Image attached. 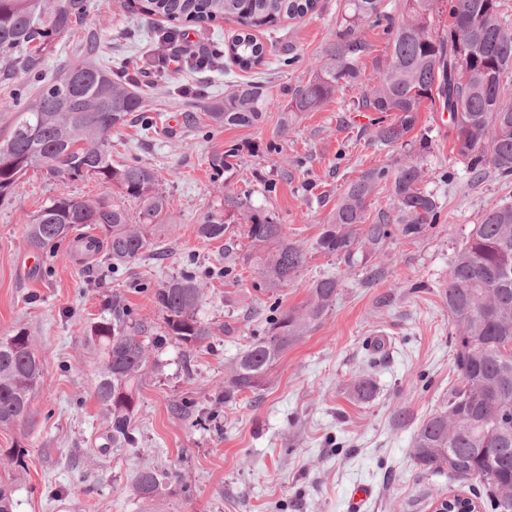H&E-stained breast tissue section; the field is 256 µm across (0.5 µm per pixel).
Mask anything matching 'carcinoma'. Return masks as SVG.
Segmentation results:
<instances>
[{
	"label": "carcinoma",
	"instance_id": "carcinoma-1",
	"mask_svg": "<svg viewBox=\"0 0 512 512\" xmlns=\"http://www.w3.org/2000/svg\"><path fill=\"white\" fill-rule=\"evenodd\" d=\"M90 0H0V74L24 75L43 82L35 98L12 105L15 116L0 134V197L8 194L31 169L55 177L92 179L117 188L112 202L79 196L50 198L24 225L27 245L46 252L67 241L79 227L94 226L86 250L104 253L115 271L138 260L147 250L155 256L153 228L167 208L156 189L157 174L141 163H112V131L142 113L141 130L149 135L153 118L144 114L143 98L112 71L90 58L100 42L84 43L60 76L42 81L43 52L65 34L85 26ZM437 0H404L401 17L385 14L383 0H343L333 37L323 48L320 64L306 84L293 93L287 111L318 110L346 84L364 78L371 45L364 28L386 20L388 54L359 108L391 117L377 128L385 145L405 144L424 100H438L456 127L454 150L473 178L487 168L512 178V103L505 99L504 79L512 73V20L503 0H446L448 30L434 37L430 18ZM125 7L151 20L172 23L162 40L181 37L179 25L206 28L224 19L238 29L224 43V55L243 71L259 66L266 49L256 32L274 29L286 20L304 17L317 0H127ZM272 97L256 82H240L224 100L202 105L215 128H251L268 111ZM237 154L228 149L211 156L210 166L228 170ZM424 172L411 161L393 174L373 169L350 182L336 203L316 249L349 266L385 255L394 235L415 239L435 224L439 204L423 190ZM392 179L391 202L374 212L371 197L381 180ZM138 204L132 214L125 201ZM232 214L211 212L197 224L199 238L224 239L228 217L244 227L249 249L227 264L250 265L267 288L288 282L305 265L307 251L288 240L275 216L229 196ZM342 288L334 276L317 280L301 307L281 310L235 358L224 386L215 393L219 404L256 393L272 367L328 313ZM455 326L452 343L460 381L448 402L417 429L411 456L425 472L446 476L475 490L474 499L491 512H512V205L489 208L473 225L448 269L444 289ZM163 315L162 339L199 347L214 334L199 317L202 284L194 272L165 281L154 293ZM145 325L134 320L119 294L90 326L88 341L102 354L96 396L114 448L131 445L132 419L138 412L139 385L149 366ZM43 384L42 363L24 329L0 336V428H9L31 412ZM25 450L0 456V512H14ZM177 473L145 469L134 491L147 502L164 497Z\"/></svg>",
	"mask_w": 512,
	"mask_h": 512
}]
</instances>
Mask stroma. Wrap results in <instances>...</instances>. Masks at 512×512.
I'll list each match as a JSON object with an SVG mask.
<instances>
[{"instance_id":"35a3bbf8","label":"stroma","mask_w":512,"mask_h":512,"mask_svg":"<svg viewBox=\"0 0 512 512\" xmlns=\"http://www.w3.org/2000/svg\"><path fill=\"white\" fill-rule=\"evenodd\" d=\"M340 10L341 0H319L305 18L260 32L267 63L244 72L224 57L196 69L164 49L153 26L123 0H91L88 24L101 40L95 63L141 90L157 121L148 137L135 119L115 130L112 159L155 169L168 199L158 237L169 254L144 255L112 274L100 255L82 254L69 242L49 257L32 252L23 226L49 198L118 197V189L93 180L31 172L0 199V335L26 328L44 376L31 414L0 429V452L26 451L17 512H349L359 487L371 490L359 512H431L426 494L453 488L448 477L423 472L410 448L458 378L443 299L449 264L486 210L512 204V179L491 171L473 179L453 149V124L428 101L402 147L376 141L369 113L357 109L358 86L285 124L289 95L309 80ZM243 81L269 87L274 104L263 121L209 127L204 111L193 108L192 90L218 100ZM190 111L193 127L185 122ZM422 139L429 143L422 186L440 204L435 224L416 239L394 237L376 278L370 265L351 267L316 250L349 181L397 167ZM229 147L238 151L234 167L214 170L210 157ZM229 193L249 196L307 250V263L280 288H265L251 267L225 271V253H243L249 244L242 228L218 242L197 237L198 220L223 211ZM184 271L202 274L200 316L216 333L199 348L170 341L150 348L136 442L112 449L95 396L100 357L87 328L120 294L135 319L160 335L164 322L153 292ZM324 276L343 283L332 310L285 352L258 394L216 403L213 393L231 362L263 333L260 313L300 305ZM362 379L377 387L367 403L353 394ZM149 468L179 473L191 495L176 485L143 503L133 485Z\"/></svg>"}]
</instances>
